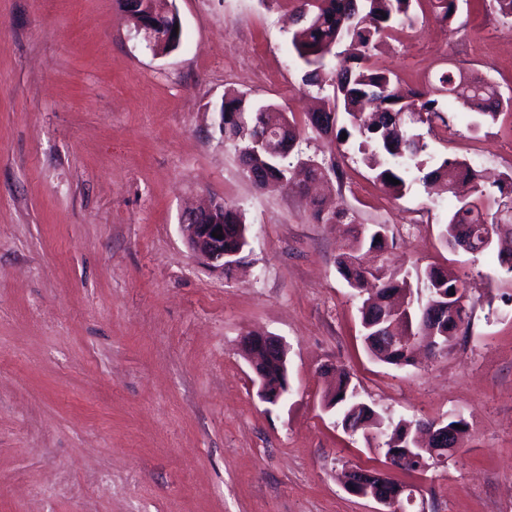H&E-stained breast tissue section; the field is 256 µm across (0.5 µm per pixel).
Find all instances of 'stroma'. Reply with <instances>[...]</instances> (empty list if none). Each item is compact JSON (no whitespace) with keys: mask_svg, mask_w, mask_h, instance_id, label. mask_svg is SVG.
Instances as JSON below:
<instances>
[{"mask_svg":"<svg viewBox=\"0 0 512 512\" xmlns=\"http://www.w3.org/2000/svg\"><path fill=\"white\" fill-rule=\"evenodd\" d=\"M183 27L147 49L119 0H0V512H376L345 469L383 455L324 406V366L390 421L467 424L460 449L421 476L432 512H512V279L497 247L450 248L458 205L419 171L401 196L355 145L306 124L326 91L292 45L298 0H173ZM414 22L377 59L413 89L447 69L512 96V17L461 0L450 24L414 0ZM277 105L302 131L290 160H337L307 196L259 189L221 137L226 91ZM419 131L429 157L512 175V106ZM390 230L391 267L451 269L468 325L447 353L396 367L360 334L361 298L336 270L341 224L312 196ZM221 199L248 227L232 276L205 269L180 230ZM279 337L291 393L263 403L241 341Z\"/></svg>","mask_w":512,"mask_h":512,"instance_id":"obj_1","label":"stroma"}]
</instances>
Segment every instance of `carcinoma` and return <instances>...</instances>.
Returning a JSON list of instances; mask_svg holds the SVG:
<instances>
[{"label":"carcinoma","mask_w":512,"mask_h":512,"mask_svg":"<svg viewBox=\"0 0 512 512\" xmlns=\"http://www.w3.org/2000/svg\"><path fill=\"white\" fill-rule=\"evenodd\" d=\"M413 0H299L297 21L301 25L293 38V45L307 65L303 81L320 89L329 87L332 97L316 111L308 114L307 125L315 128L323 119L326 126L319 129L325 135H334L342 144V134L359 140L363 162L375 172L374 179L386 192L399 195L406 186V173L425 165L422 154L426 145L417 128L436 117L443 123L447 112H473L476 120L472 128L495 121L502 105L512 106V99L503 100L496 87L484 78L452 70L441 72L424 90L405 88L389 69L373 61L377 42L391 37L400 26L411 21L410 7ZM436 21L452 22L459 0H431ZM145 10L153 15L156 24L152 51L166 53L175 48L174 27L178 14L173 12L170 0H145ZM348 41L356 50L353 65H330L326 58L340 43ZM217 111L224 113V140L240 150L243 173L250 179L265 170L274 179L259 182L261 189H283L293 186L306 188L307 182L322 177L317 167L305 168V181H296L295 173L279 170V160L267 151L251 150L253 142L264 139L278 147L283 135L288 144L298 142L300 132L276 105L257 103L246 95H224ZM399 180L393 184L387 177ZM424 179L442 184L452 190L462 181L471 185L475 199L463 201L442 225V237L447 245L454 244V230L459 224L472 226L475 240L482 242L481 234L486 225H503V233L512 235V224L498 217L501 210L512 212V177L498 185L499 197L487 202L479 171L465 161L451 157L434 160ZM213 218L224 221V253L227 261H241L248 247L247 225L243 214L224 200L217 201ZM311 219L317 224H349L351 239L344 252L336 257L338 273L353 289H362L374 278L372 268L359 263L358 254L364 250L382 249L389 243L388 230L383 224L356 225L343 208L325 210L314 205ZM381 240H376V237ZM423 296L416 298L417 310L410 311L405 321L390 317L393 302L398 297L412 293L411 283L399 272L388 270V283L362 301L359 308L364 343L370 353L380 361L393 366L409 363L417 348V337L425 335L420 326V313L430 304L448 306L465 296L455 273L445 267L431 266L421 277ZM405 336L404 350L393 353L385 347L386 337ZM246 355H255L263 372L266 386L274 390L285 388L288 372L281 358L264 349H244ZM336 378L334 389L328 393L325 405L341 416L342 423H351L353 432L361 433L368 445L379 450L398 443V447H412L410 461L402 467L408 473H424L431 468V454L413 449L414 428L408 421L387 422L376 410L358 406L350 376L344 369H333Z\"/></svg>","instance_id":"cac0c4a2"}]
</instances>
